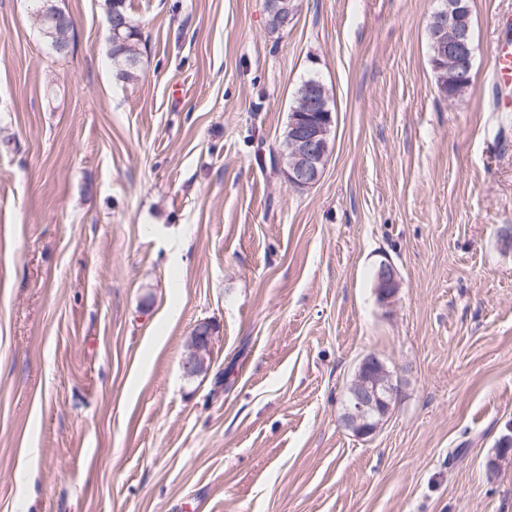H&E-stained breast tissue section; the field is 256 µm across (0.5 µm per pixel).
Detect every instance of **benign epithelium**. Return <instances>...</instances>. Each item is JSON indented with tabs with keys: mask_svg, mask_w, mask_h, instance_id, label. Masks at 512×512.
Listing matches in <instances>:
<instances>
[{
	"mask_svg": "<svg viewBox=\"0 0 512 512\" xmlns=\"http://www.w3.org/2000/svg\"><path fill=\"white\" fill-rule=\"evenodd\" d=\"M434 35V64L448 72V76L463 77L471 70L470 25L468 10L463 0H440ZM268 12L273 21L285 27L290 22L294 5L292 0H270ZM120 0H114L108 12L109 33L114 42L121 38L118 9ZM53 29L57 30L54 48L60 53L69 51L73 20L68 15L50 12ZM332 111L324 97L307 93L291 110L288 120V147L276 152L275 166L282 169L288 183L297 188L314 185L321 177L331 151ZM375 291L379 304L385 308L394 305L402 282L392 262L379 263L375 275ZM214 342V326L200 321L193 328L182 360L186 377H196L210 368V354ZM348 401L343 406L341 422L355 437L364 439L376 434L384 419L399 398L400 385L393 372L375 355L360 362L348 387Z\"/></svg>",
	"mask_w": 512,
	"mask_h": 512,
	"instance_id": "benign-epithelium-1",
	"label": "benign epithelium"
}]
</instances>
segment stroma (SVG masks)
I'll list each match as a JSON object with an SVG mask.
<instances>
[{
    "label": "stroma",
    "instance_id": "stroma-1",
    "mask_svg": "<svg viewBox=\"0 0 512 512\" xmlns=\"http://www.w3.org/2000/svg\"><path fill=\"white\" fill-rule=\"evenodd\" d=\"M127 3L124 83L106 0H57L63 58L34 0H0V512H512V0H472L453 105L437 0H295L280 30L265 0ZM311 77L333 148L296 189L268 149ZM370 354L405 385L360 439ZM124 17L127 25L124 29V43L118 48H113L111 42L110 51L112 67L116 68V77L123 82L137 78L140 62L138 45L141 35L139 27L133 23L127 3L124 8ZM52 16V28L57 30V35L54 40V48L59 53L68 52L70 48V33L73 29V20L68 15H59L54 11H50ZM58 53V54H59ZM374 281L379 304L385 308L392 307L402 286L399 273L392 262L384 260L379 263ZM214 337V326L210 321H200L195 325L182 360V370L186 377H196L209 370Z\"/></svg>",
    "mask_w": 512,
    "mask_h": 512
}]
</instances>
